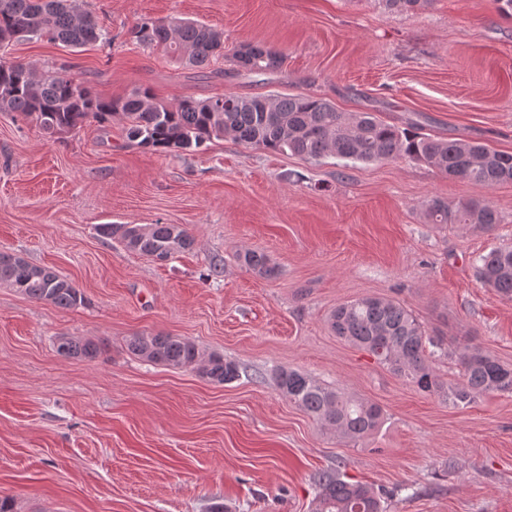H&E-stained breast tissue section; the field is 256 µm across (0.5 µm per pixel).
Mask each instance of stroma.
Here are the masks:
<instances>
[{
    "instance_id": "stroma-1",
    "label": "stroma",
    "mask_w": 512,
    "mask_h": 512,
    "mask_svg": "<svg viewBox=\"0 0 512 512\" xmlns=\"http://www.w3.org/2000/svg\"><path fill=\"white\" fill-rule=\"evenodd\" d=\"M111 41L74 49L0 45V60L65 69L106 98L312 94L343 112L512 153V18L495 0H80ZM196 21L224 46L286 57L271 75L204 68L131 42L144 20ZM489 202L493 231L432 224L428 201ZM178 224L190 252L159 262L101 224ZM512 245V182L487 187L407 158L344 163L271 153L226 137L179 153L128 141L122 120L49 136L0 112V251L48 266L86 297L76 309L0 283V497L13 512H311L313 477L385 493L387 512H512V394L455 407L336 337L329 316L365 297L399 301L446 348L471 342L512 367V300L473 261ZM267 253L276 277L242 267ZM220 264L212 275V264ZM180 336L244 372L218 385L131 356L133 334ZM58 336L102 345L66 359ZM379 405L352 442L283 397L273 369Z\"/></svg>"
}]
</instances>
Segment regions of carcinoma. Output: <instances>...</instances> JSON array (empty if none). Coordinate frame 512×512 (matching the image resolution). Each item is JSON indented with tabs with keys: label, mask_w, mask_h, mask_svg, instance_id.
Wrapping results in <instances>:
<instances>
[{
	"label": "carcinoma",
	"mask_w": 512,
	"mask_h": 512,
	"mask_svg": "<svg viewBox=\"0 0 512 512\" xmlns=\"http://www.w3.org/2000/svg\"><path fill=\"white\" fill-rule=\"evenodd\" d=\"M73 0H0V43L46 40L75 49L108 41L93 15L74 10ZM134 41L162 47L181 62L200 67L224 55V32L210 26L178 21H142L131 29ZM238 71L265 74L282 69V53L260 44L233 49ZM0 112L35 117L41 129L54 136L95 121L100 125L119 115L127 138L155 152L196 150L214 139L234 140L272 153L290 152L307 160L335 157L352 162L410 158L448 177L467 179L488 187L512 181V153L465 140L425 136L409 124L399 127L373 112H341L330 101L310 94L239 96L227 93L204 100L183 99L174 104L156 98L149 89L106 99L92 87L57 71H40L31 64L0 60ZM433 224H468L482 231L500 223L489 204L432 201L426 209ZM99 235L118 240L127 250L164 262L192 248L194 240L178 224H100ZM238 261L257 276L270 278L276 265L263 251L248 249ZM480 282L512 300V246L482 255L476 264ZM0 283L35 301L62 309L85 304L83 292L51 269L34 265L17 254L0 252ZM332 332L368 352L395 374L422 391H448V400L468 405L488 393L512 394V367L476 345L458 352L462 381L449 388L439 380L428 348L440 347L435 337L400 302L366 297L344 303L329 317ZM134 357L173 369H195L216 384L241 376V366L211 352L203 355L188 340L168 334H137L126 341ZM58 355L92 360L100 344L73 336L55 338ZM276 389L289 401L317 418L323 426L351 440L374 434L381 426V408L368 400L326 387L291 367L272 372ZM312 512H386L381 496L370 486L325 470L314 477Z\"/></svg>",
	"instance_id": "carcinoma-1"
}]
</instances>
